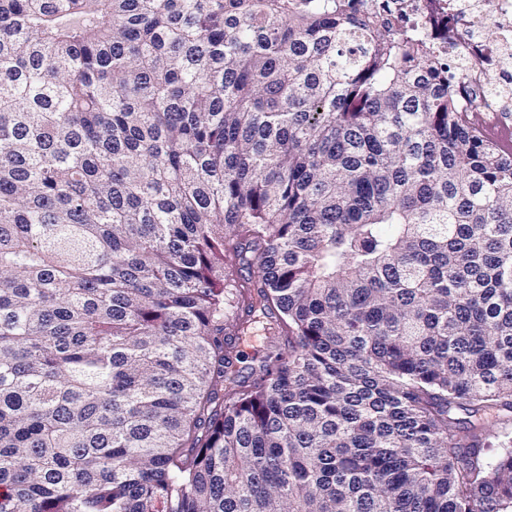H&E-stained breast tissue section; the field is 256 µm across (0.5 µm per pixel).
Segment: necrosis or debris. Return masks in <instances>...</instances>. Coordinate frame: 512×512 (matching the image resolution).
<instances>
[{
	"label": "necrosis or debris",
	"mask_w": 512,
	"mask_h": 512,
	"mask_svg": "<svg viewBox=\"0 0 512 512\" xmlns=\"http://www.w3.org/2000/svg\"><path fill=\"white\" fill-rule=\"evenodd\" d=\"M370 5L386 7V19L393 28L420 33L431 31L436 20L447 17L455 22L453 42L439 41L435 53L447 58L452 73L482 97L479 112L490 113L499 128L512 118V0H369ZM496 38H487V29ZM495 72L497 96L486 93L487 72Z\"/></svg>",
	"instance_id": "1"
}]
</instances>
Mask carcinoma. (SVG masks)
Returning a JSON list of instances; mask_svg holds the SVG:
<instances>
[{
  "label": "carcinoma",
  "mask_w": 512,
  "mask_h": 512,
  "mask_svg": "<svg viewBox=\"0 0 512 512\" xmlns=\"http://www.w3.org/2000/svg\"><path fill=\"white\" fill-rule=\"evenodd\" d=\"M466 102L364 0H0V512H512ZM262 336H264V333L261 326L257 325L246 337H235L233 354H237L238 359L235 360V364L243 377L251 378L252 368L258 366V362L253 359V355L255 349L262 345Z\"/></svg>",
  "instance_id": "carcinoma-1"
}]
</instances>
